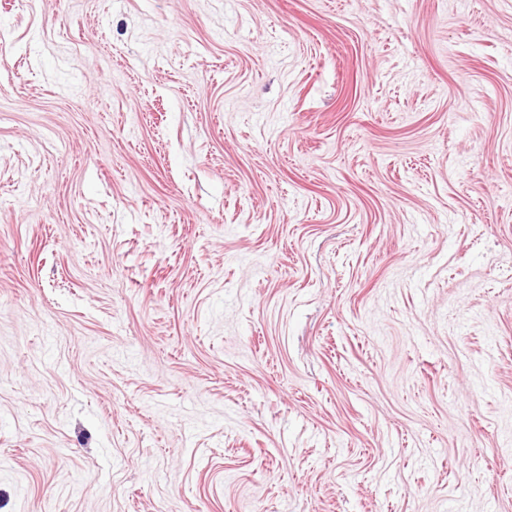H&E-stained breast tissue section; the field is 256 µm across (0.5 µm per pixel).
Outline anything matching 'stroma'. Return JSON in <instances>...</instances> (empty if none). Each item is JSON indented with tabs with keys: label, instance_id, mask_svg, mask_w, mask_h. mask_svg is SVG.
<instances>
[{
	"label": "stroma",
	"instance_id": "1",
	"mask_svg": "<svg viewBox=\"0 0 512 512\" xmlns=\"http://www.w3.org/2000/svg\"><path fill=\"white\" fill-rule=\"evenodd\" d=\"M0 512H512V0H0Z\"/></svg>",
	"mask_w": 512,
	"mask_h": 512
}]
</instances>
